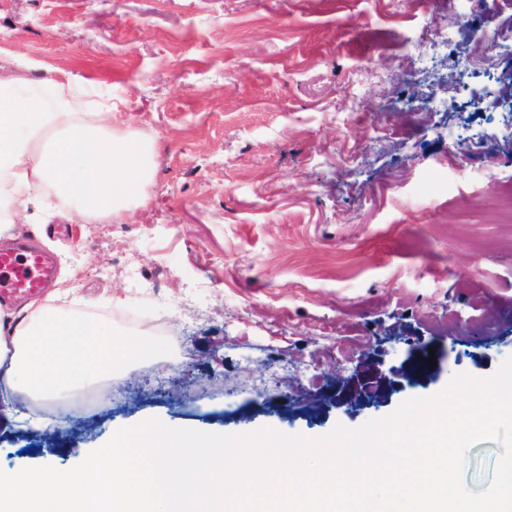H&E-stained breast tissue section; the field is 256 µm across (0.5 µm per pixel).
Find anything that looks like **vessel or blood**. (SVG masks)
Returning <instances> with one entry per match:
<instances>
[{"label":"vessel or blood","instance_id":"vessel-or-blood-1","mask_svg":"<svg viewBox=\"0 0 512 512\" xmlns=\"http://www.w3.org/2000/svg\"><path fill=\"white\" fill-rule=\"evenodd\" d=\"M53 275L44 252L32 247L0 248V300L19 302L39 294Z\"/></svg>","mask_w":512,"mask_h":512}]
</instances>
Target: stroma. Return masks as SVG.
<instances>
[{"mask_svg": "<svg viewBox=\"0 0 512 512\" xmlns=\"http://www.w3.org/2000/svg\"><path fill=\"white\" fill-rule=\"evenodd\" d=\"M499 0H0V63L30 61L27 91L83 79L145 141L151 175L111 223L30 207L10 246L52 252L56 305L121 334L160 337L164 366L116 369L86 423L40 400L60 436L0 424V470L68 469L152 418L240 434L320 437L430 397L512 356V224L489 167L512 171V115L463 106L457 68L497 51ZM447 38L442 54L425 36ZM436 363L379 404L334 400L337 377ZM502 448L467 453L491 484Z\"/></svg>", "mask_w": 512, "mask_h": 512, "instance_id": "stroma-1", "label": "stroma"}]
</instances>
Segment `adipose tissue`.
<instances>
[{
    "mask_svg": "<svg viewBox=\"0 0 512 512\" xmlns=\"http://www.w3.org/2000/svg\"><path fill=\"white\" fill-rule=\"evenodd\" d=\"M25 66L0 65V204L15 216L47 204L52 190L75 202L77 223L118 212L150 175L144 142L117 131L109 101L89 123L64 106L47 111L20 87ZM162 348L153 338H112L48 297L29 302L16 325H0V380L15 396H48L120 365L157 360Z\"/></svg>",
    "mask_w": 512,
    "mask_h": 512,
    "instance_id": "ef3b65f1",
    "label": "adipose tissue"
}]
</instances>
